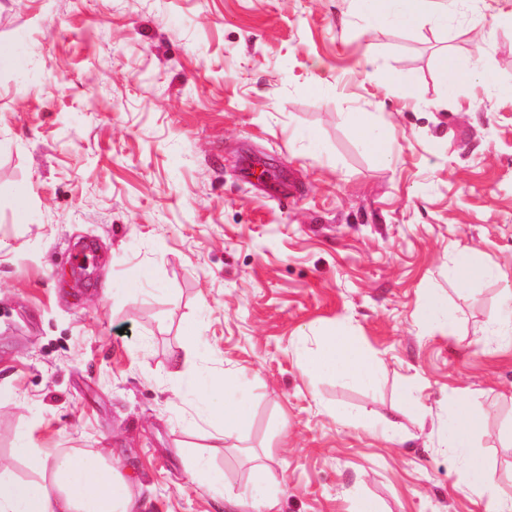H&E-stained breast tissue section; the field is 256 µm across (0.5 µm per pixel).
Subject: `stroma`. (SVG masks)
Returning a JSON list of instances; mask_svg holds the SVG:
<instances>
[{
    "mask_svg": "<svg viewBox=\"0 0 512 512\" xmlns=\"http://www.w3.org/2000/svg\"><path fill=\"white\" fill-rule=\"evenodd\" d=\"M478 48L491 84L445 82L440 57ZM0 51V460L16 477H34L23 438L102 454L137 512H240L258 481L278 512H482L448 446L461 401L485 420L471 455L512 496V0H448L447 26L413 28L358 0H0ZM357 113L395 127L390 163ZM255 158L272 182L247 174ZM465 245L492 275L462 293ZM436 294L448 308L428 323ZM339 321L379 360L375 386L304 372ZM201 372L235 374L249 411L217 455ZM199 457L221 485L191 478Z\"/></svg>",
    "mask_w": 512,
    "mask_h": 512,
    "instance_id": "obj_1",
    "label": "stroma"
}]
</instances>
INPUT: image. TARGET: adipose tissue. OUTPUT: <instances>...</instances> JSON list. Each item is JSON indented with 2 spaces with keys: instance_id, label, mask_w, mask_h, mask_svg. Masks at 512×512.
<instances>
[{
  "instance_id": "adipose-tissue-1",
  "label": "adipose tissue",
  "mask_w": 512,
  "mask_h": 512,
  "mask_svg": "<svg viewBox=\"0 0 512 512\" xmlns=\"http://www.w3.org/2000/svg\"><path fill=\"white\" fill-rule=\"evenodd\" d=\"M366 12L395 16L400 24L410 26L427 19L447 22L448 12L440 0H363ZM303 366L311 374L334 373L373 385L380 365L359 345L345 324L326 331L317 349L303 355ZM235 375L204 373L194 379L193 393L203 420L212 428L211 448L223 452L232 426L247 418V411L235 393ZM451 431L448 445L465 454L466 462L482 480L488 495V512H512L493 487L481 460L467 450L480 426L478 417L465 412L462 404L449 407ZM17 458L36 473L33 481L14 478L8 465L0 463V512H133L134 504L126 492L125 480L100 454L73 452L59 454L52 448H34L20 443Z\"/></svg>"
}]
</instances>
